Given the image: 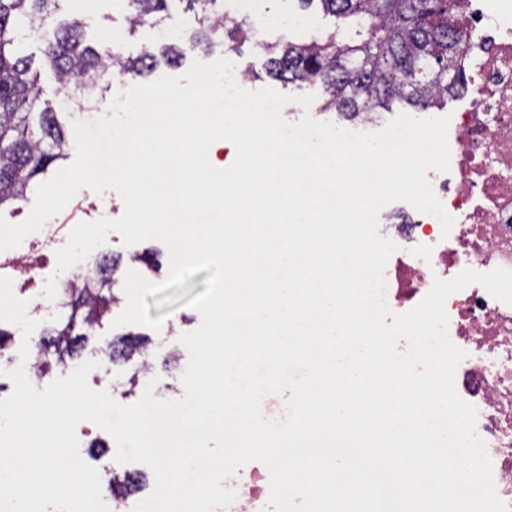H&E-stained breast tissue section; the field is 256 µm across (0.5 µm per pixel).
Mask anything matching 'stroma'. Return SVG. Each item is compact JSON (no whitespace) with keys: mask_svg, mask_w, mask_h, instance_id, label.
<instances>
[{"mask_svg":"<svg viewBox=\"0 0 512 512\" xmlns=\"http://www.w3.org/2000/svg\"><path fill=\"white\" fill-rule=\"evenodd\" d=\"M82 14L86 25V39L89 43L100 46L106 43L108 37L115 32L125 31L127 27L128 11L123 7H116L114 0H64L62 14L64 18H72L74 14ZM164 23L176 31L174 42L184 52L185 57L178 67L159 64L155 70L156 76H175L185 74L193 60L209 61L210 56L202 51L192 49L189 38L197 27L193 13L184 9L182 0H170L168 9L164 13ZM292 30L274 25L265 21H256L254 36L251 42L245 43L241 50L225 49L223 56L232 61L235 70L245 75L244 89L249 91L270 87L275 90H287L288 94L295 96L309 94L313 97L311 107H303L298 103H287L282 113L284 120L290 121L304 115L315 116L316 120L338 123L339 116L336 111L322 110L321 105L326 95L321 84L283 85L282 82L265 76L264 70L267 61L265 45L291 38ZM259 72V80H251L252 72ZM125 205L120 194L113 190L98 194L89 189L80 190L58 214L50 218L38 232L35 239L40 246L34 254L32 261L34 267L32 276L37 280L36 285L27 287L23 284V275L19 271L5 267L4 256L0 255V275L10 278L13 282V292L19 299L25 300L31 310V318L39 319L40 330H47L64 323L69 315L66 308L54 309L52 315L40 317L38 310L47 306L48 301L43 295L45 283L56 269L57 250L64 247L71 230L81 222H92L100 218H120ZM115 256L120 258L121 264L115 276L113 285L116 295H123L124 275L127 270L133 269L141 273L146 279L153 282H163L169 272V252L167 247L157 240H146L138 244L124 245L118 233H111L104 245L94 250L82 263V270L95 269L103 258ZM207 272L201 271L190 277L186 284L180 288H171L163 293L147 297L151 318H162L160 330H153L141 325H124L113 327L114 315L123 310L122 304L112 307L111 316L105 317L99 325L87 332L88 339L75 359L66 364L53 367L49 378L40 379V386H47L49 379L64 377L72 373L79 364L98 357L99 348L106 347L119 337L127 334L140 335L149 338L150 343L144 359H133L130 362L111 363L102 362L100 367L92 370L87 382L95 390H112L117 383L126 380L129 374L140 364H147L146 374L141 375L139 385L133 394L117 396L116 401L122 405H130L142 396L145 386H153L154 397L167 400H176L184 395L181 374L189 361L187 349L178 341L182 333L198 328L201 323L199 313L189 308L188 302L194 296L202 293L205 288ZM79 440V454L88 465L97 469L101 480H108L111 472H123L124 466L116 462V443H113L110 434L89 421L80 422L76 428ZM104 442V449H95V442Z\"/></svg>","mask_w":512,"mask_h":512,"instance_id":"1","label":"stroma"}]
</instances>
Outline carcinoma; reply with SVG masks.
<instances>
[{
	"label": "carcinoma",
	"mask_w": 512,
	"mask_h": 512,
	"mask_svg": "<svg viewBox=\"0 0 512 512\" xmlns=\"http://www.w3.org/2000/svg\"><path fill=\"white\" fill-rule=\"evenodd\" d=\"M168 0H128L130 15L126 35L147 22L158 26ZM199 9V29L191 46L206 52L224 48V40L238 45L247 39L251 23L243 19L224 25V0H186ZM317 2L335 19L330 30L299 40L265 46L269 55L266 74L284 85L323 84L328 98L322 109H335L350 117L388 110L400 100L427 111L444 104L467 88L458 58L467 47L471 27L469 0H300ZM59 0H0V205L26 197L33 180L68 157L70 139L58 123L56 112L41 98L40 73L33 57L25 54L28 33L54 38L43 43L44 60L54 69L64 95L77 92L91 98L97 91H113L117 76L150 74L164 59L179 63L182 54L164 45L161 54L146 49L136 57L123 54L124 38L103 51L83 44L85 23L79 18L59 19ZM119 260L111 258L93 273L65 288V305L71 313L61 328L46 333L50 347L38 348L33 363L38 377L51 367L74 358L86 340L77 327L101 322L118 297L109 276ZM149 340L132 337L111 346L109 359L132 360L143 353ZM144 479L138 472L115 474L107 486L115 506L140 491Z\"/></svg>",
	"instance_id": "obj_1"
}]
</instances>
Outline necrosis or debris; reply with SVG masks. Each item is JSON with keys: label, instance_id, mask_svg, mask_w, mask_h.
<instances>
[{"label": "necrosis or debris", "instance_id": "obj_1", "mask_svg": "<svg viewBox=\"0 0 512 512\" xmlns=\"http://www.w3.org/2000/svg\"><path fill=\"white\" fill-rule=\"evenodd\" d=\"M461 63L467 96L448 128L450 170L427 178L454 219L443 233L439 219L382 209L381 236L398 246L384 278L392 313L416 306L435 279L449 280L470 268L512 270V0H479ZM448 336L466 356L455 373L458 395L477 410L476 431L492 463L498 497L512 508V305L473 283L445 301ZM236 493L226 512H266L270 483L259 471L227 478Z\"/></svg>", "mask_w": 512, "mask_h": 512}]
</instances>
